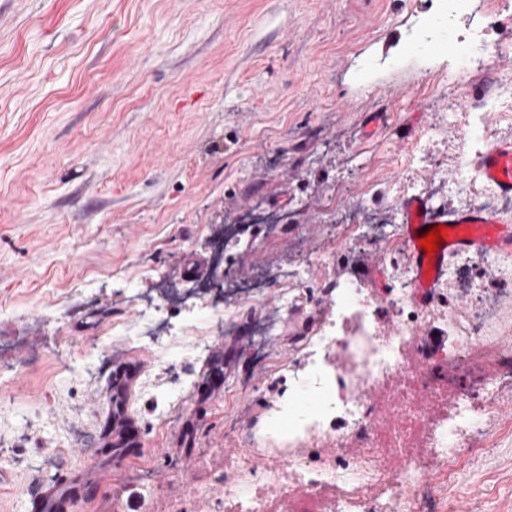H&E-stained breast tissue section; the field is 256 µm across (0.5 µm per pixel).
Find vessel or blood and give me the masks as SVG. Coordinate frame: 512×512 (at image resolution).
Returning a JSON list of instances; mask_svg holds the SVG:
<instances>
[{
  "label": "vessel or blood",
  "instance_id": "obj_1",
  "mask_svg": "<svg viewBox=\"0 0 512 512\" xmlns=\"http://www.w3.org/2000/svg\"><path fill=\"white\" fill-rule=\"evenodd\" d=\"M478 172L494 183L503 194L512 196V141L500 142L484 151L477 163ZM402 207L407 214L402 238L416 269L441 268L449 252L469 250L478 254L512 251V223L500 220L483 209L436 211L420 197L410 198ZM453 225L457 234L445 238L435 253H425L419 240L431 228ZM147 368L143 359L117 362L108 377L109 402L101 408L103 418L99 440L111 450L110 457L97 464L74 466L47 482L35 484L25 495L29 512H75L88 499L100 472L109 470L111 457L132 456L142 440V431L127 411V400L135 379Z\"/></svg>",
  "mask_w": 512,
  "mask_h": 512
}]
</instances>
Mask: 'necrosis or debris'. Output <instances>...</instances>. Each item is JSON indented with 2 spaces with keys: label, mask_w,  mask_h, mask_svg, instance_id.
Returning <instances> with one entry per match:
<instances>
[{
  "label": "necrosis or debris",
  "mask_w": 512,
  "mask_h": 512,
  "mask_svg": "<svg viewBox=\"0 0 512 512\" xmlns=\"http://www.w3.org/2000/svg\"><path fill=\"white\" fill-rule=\"evenodd\" d=\"M411 28L414 42L428 45L447 38L468 0H434ZM496 23L481 22L458 40L461 69H470L482 56L496 57L512 44L493 39L491 26L512 25V0H497ZM336 313L324 319L305 346L302 370L285 369L288 394L297 403L288 433L269 426L266 434L232 431L236 454L226 457L218 476L222 492L211 499V512H277L288 497L299 501L300 512H336L351 506L357 512H445L443 484L451 462L482 445L488 415L498 406L499 390L512 378V366L502 353L487 348L486 335L500 321L501 299L475 293L467 328L451 346L436 354L439 364L464 367L481 361L486 372L460 393L443 417L421 418L414 406L418 381L409 374L402 355L408 335L432 317V308L414 306L411 288L395 298L398 320L394 332L377 335L373 320L378 298L355 280L336 282ZM391 387L398 407L401 433L417 423L427 428L428 457L395 460L387 449L370 390ZM317 402H310V395ZM282 447L286 454L263 469L251 466L253 449Z\"/></svg>",
  "instance_id": "obj_1"
}]
</instances>
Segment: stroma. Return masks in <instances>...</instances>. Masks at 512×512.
<instances>
[{"label":"stroma","mask_w":512,"mask_h":512,"mask_svg":"<svg viewBox=\"0 0 512 512\" xmlns=\"http://www.w3.org/2000/svg\"><path fill=\"white\" fill-rule=\"evenodd\" d=\"M428 5L0 0V340L15 344V371L0 385V470L10 474L0 512H26L24 486L97 455L93 397L107 379L85 375L86 360L140 356L148 368L129 400L141 449L116 458L77 512L126 505L135 461L168 474L150 487L156 506L182 496L208 512L234 383L251 387L237 405L244 431L286 387L251 367L254 320L282 307L269 350L300 365L331 310L327 282L353 278L380 300L378 335L392 333V270L368 264L382 253L370 216L400 236L402 202L437 180L444 191L431 207L481 206L495 188L476 170L473 113L484 114L487 144L512 140V63L498 57L459 82L454 41L420 51L407 38ZM493 99L500 109L484 112ZM331 198L354 223L323 212ZM256 208L288 221L252 225L212 278L216 228ZM294 265L306 269L304 286L280 277ZM255 278L264 297L233 293ZM159 279L202 286L195 320L160 348L133 334L135 296ZM219 314L234 328L191 384L174 385ZM116 323L126 335H113ZM486 426L483 450L452 468L447 512H512V421L497 411ZM33 456L46 458L42 470L23 466Z\"/></svg>","instance_id":"stroma-1"}]
</instances>
